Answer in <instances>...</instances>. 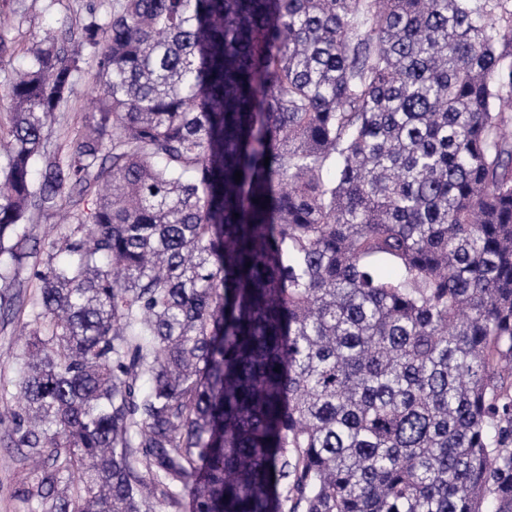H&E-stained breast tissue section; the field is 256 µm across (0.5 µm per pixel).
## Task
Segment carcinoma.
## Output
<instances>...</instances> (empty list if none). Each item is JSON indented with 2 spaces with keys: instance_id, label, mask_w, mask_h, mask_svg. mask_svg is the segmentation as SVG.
I'll return each mask as SVG.
<instances>
[{
  "instance_id": "obj_1",
  "label": "carcinoma",
  "mask_w": 512,
  "mask_h": 512,
  "mask_svg": "<svg viewBox=\"0 0 512 512\" xmlns=\"http://www.w3.org/2000/svg\"><path fill=\"white\" fill-rule=\"evenodd\" d=\"M0 86L32 512H512V0H120ZM92 68L86 67L78 77L77 95L72 101L58 113L54 130L51 134L52 141H71L75 134L85 123L87 116L92 111L96 90L92 83ZM56 220L57 218L55 216L48 217L33 214L31 220L27 225L30 234L29 246L31 247L35 245L36 242V249L37 252L40 253V255L43 253V244L44 242L47 241V238L44 235L45 227L47 224H54Z\"/></svg>"
}]
</instances>
